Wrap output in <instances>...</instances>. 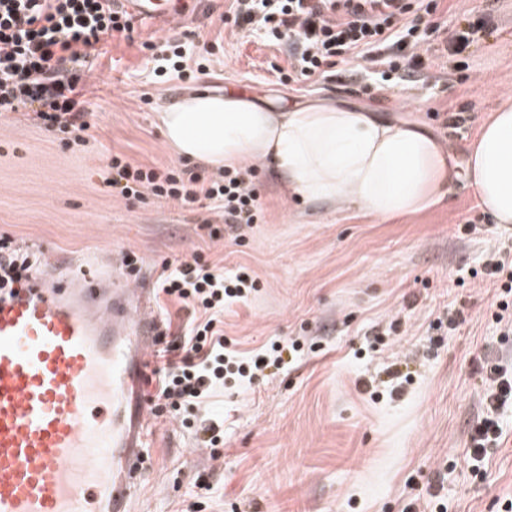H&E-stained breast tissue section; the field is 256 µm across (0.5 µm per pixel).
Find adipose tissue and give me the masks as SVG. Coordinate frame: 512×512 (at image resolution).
Listing matches in <instances>:
<instances>
[{"mask_svg":"<svg viewBox=\"0 0 512 512\" xmlns=\"http://www.w3.org/2000/svg\"><path fill=\"white\" fill-rule=\"evenodd\" d=\"M181 157L212 166L269 163L289 191L389 219L450 196L454 159L425 129L333 105L261 107L245 96L189 94L156 115ZM469 185L497 224H512V103L483 123L468 153Z\"/></svg>","mask_w":512,"mask_h":512,"instance_id":"1","label":"adipose tissue"}]
</instances>
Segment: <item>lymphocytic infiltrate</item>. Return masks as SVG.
I'll return each mask as SVG.
<instances>
[{
	"label": "lymphocytic infiltrate",
	"mask_w": 512,
	"mask_h": 512,
	"mask_svg": "<svg viewBox=\"0 0 512 512\" xmlns=\"http://www.w3.org/2000/svg\"><path fill=\"white\" fill-rule=\"evenodd\" d=\"M442 0H231L235 23L262 30L288 46L287 80L297 82L340 68L368 95L423 80L428 68L461 54L486 30L485 18L457 26L439 40L438 27L422 25L439 13ZM128 17L112 0H0V112H35L45 130L81 139L89 128L84 100L87 62L104 37L130 38ZM113 193L127 200L144 194L172 199L184 207L209 201L230 225L260 224L263 208L251 180L254 167L194 170L144 168L112 156ZM38 256L0 239V289L35 273ZM484 273L497 291L491 303L496 323L512 333V248L500 245L487 255ZM258 279L247 268L223 270L184 260L163 263L156 290L180 304L188 319L175 341L154 352L153 402L171 416L186 405L207 403L227 381H252L283 362V347L272 344L252 358L229 348L222 317L226 307L247 301ZM484 389L480 412L467 434L466 458L482 462L503 439L500 418L512 408V369L501 360H480Z\"/></svg>",
	"instance_id": "lymphocytic-infiltrate-1"
}]
</instances>
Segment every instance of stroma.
Returning <instances> with one entry per match:
<instances>
[{
  "label": "stroma",
  "mask_w": 512,
  "mask_h": 512,
  "mask_svg": "<svg viewBox=\"0 0 512 512\" xmlns=\"http://www.w3.org/2000/svg\"><path fill=\"white\" fill-rule=\"evenodd\" d=\"M228 0H197L168 33L211 65L184 79L152 78L142 44L104 38L85 88L86 141L56 140L27 114L0 117V236L37 252L94 264L110 258L122 275L156 281L162 262L198 254L232 273L245 266L260 291L224 313L237 350L298 342L294 363L254 383L217 391L197 416L224 417L217 449L168 414L149 417V455L131 512H429V485L448 512H495L512 499V410L504 441L475 471L465 459L482 380L475 359L512 358V335L492 317L493 286L475 278L495 240L493 224L459 178L449 199L415 214L377 219L336 202L301 201L272 167L252 179L265 221L232 233L220 211L152 196L114 195L112 155L147 167L192 168L175 156L156 112L198 88L249 90L273 105L319 101L359 106L396 123L419 124L466 163L479 130L512 100V0H495L485 36L432 69L425 83L372 100L329 77L282 83L283 49L251 26L225 25ZM462 113L454 131L433 107ZM219 230L212 238L211 230ZM133 256L127 267L125 256ZM456 326L433 329L437 319Z\"/></svg>",
  "instance_id": "stroma-1"
}]
</instances>
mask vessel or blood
<instances>
[{"label": "vessel or blood", "instance_id": "b4317fda", "mask_svg": "<svg viewBox=\"0 0 512 512\" xmlns=\"http://www.w3.org/2000/svg\"><path fill=\"white\" fill-rule=\"evenodd\" d=\"M169 25L186 0H112ZM145 283L35 275L0 293V512H129L148 411L141 360L159 324Z\"/></svg>", "mask_w": 512, "mask_h": 512}]
</instances>
